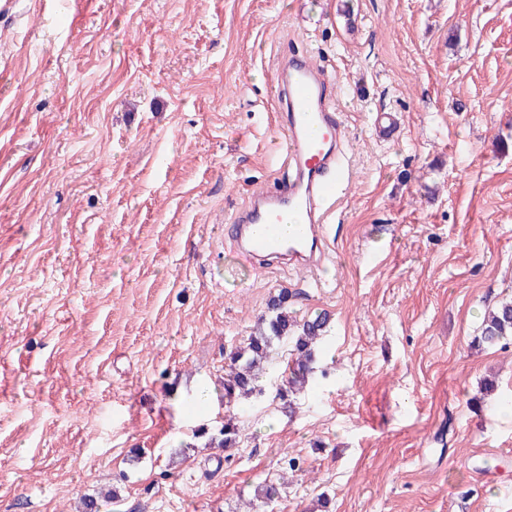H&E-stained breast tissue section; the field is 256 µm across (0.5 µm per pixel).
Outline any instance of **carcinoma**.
I'll return each instance as SVG.
<instances>
[{
	"label": "carcinoma",
	"instance_id": "obj_1",
	"mask_svg": "<svg viewBox=\"0 0 512 512\" xmlns=\"http://www.w3.org/2000/svg\"><path fill=\"white\" fill-rule=\"evenodd\" d=\"M329 325V317L319 314L313 319L298 322L288 313V292L272 297L268 303V316L261 320L243 345L228 355V374L224 380V405L228 415L215 430L201 426L194 430V438H207L208 448H233L238 443L239 428L235 423L237 403L242 399L259 396L264 389V379L274 364L273 348L282 349L285 369L275 398L295 408L297 395L315 374L314 344ZM512 341V299L501 301L489 308L482 320L479 333L472 344L479 347H505ZM288 478L282 482L260 483L255 488V500L245 502L249 509L259 501L267 504L278 498Z\"/></svg>",
	"mask_w": 512,
	"mask_h": 512
}]
</instances>
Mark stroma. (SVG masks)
Listing matches in <instances>:
<instances>
[{
    "mask_svg": "<svg viewBox=\"0 0 512 512\" xmlns=\"http://www.w3.org/2000/svg\"><path fill=\"white\" fill-rule=\"evenodd\" d=\"M29 6L0 15V512L103 489L100 512H244L283 476L259 512H512V344L471 348L512 296V0ZM287 49L349 130L315 276L256 270L224 234L288 176ZM283 290L331 317L319 376L293 413L240 401L236 448L191 447Z\"/></svg>",
    "mask_w": 512,
    "mask_h": 512,
    "instance_id": "1",
    "label": "stroma"
}]
</instances>
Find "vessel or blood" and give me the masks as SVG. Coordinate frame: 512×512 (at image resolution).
<instances>
[{"label": "vessel or blood", "mask_w": 512, "mask_h": 512, "mask_svg": "<svg viewBox=\"0 0 512 512\" xmlns=\"http://www.w3.org/2000/svg\"><path fill=\"white\" fill-rule=\"evenodd\" d=\"M279 97L286 116L277 125L286 136L287 180L251 191L229 218L237 253L259 267L271 258L317 271L329 250L326 224L346 179L347 124L329 94L324 70L306 56L280 58ZM300 219L295 236L283 224Z\"/></svg>", "instance_id": "vessel-or-blood-1"}]
</instances>
